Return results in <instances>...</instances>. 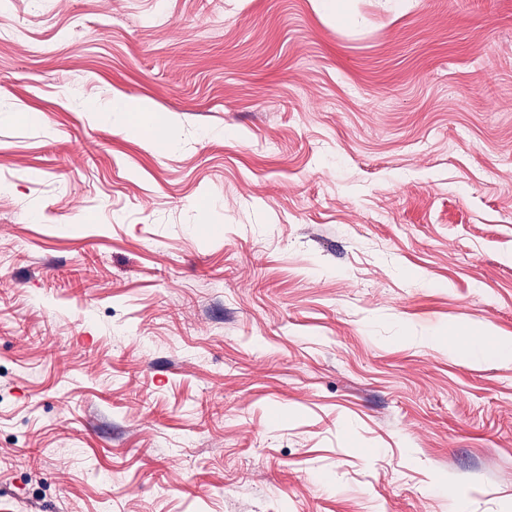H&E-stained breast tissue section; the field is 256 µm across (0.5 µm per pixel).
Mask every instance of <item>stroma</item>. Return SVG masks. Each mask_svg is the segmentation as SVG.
Returning a JSON list of instances; mask_svg holds the SVG:
<instances>
[{
    "label": "stroma",
    "instance_id": "obj_1",
    "mask_svg": "<svg viewBox=\"0 0 512 512\" xmlns=\"http://www.w3.org/2000/svg\"><path fill=\"white\" fill-rule=\"evenodd\" d=\"M350 5L0 0V512H512V0ZM315 9L336 24H346L351 20L346 0H313ZM135 112H145V109L122 99L113 100L112 110L109 113L112 115V127L118 131L133 129L134 126L131 124V116ZM488 336H491V331L487 327L483 325L473 327L467 339V347L462 351L473 360L479 359L486 349Z\"/></svg>",
    "mask_w": 512,
    "mask_h": 512
}]
</instances>
